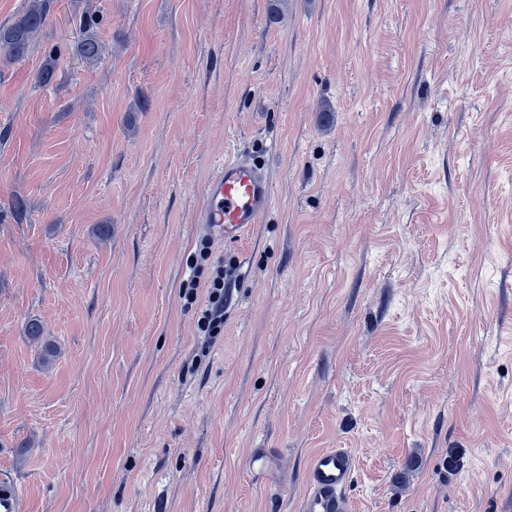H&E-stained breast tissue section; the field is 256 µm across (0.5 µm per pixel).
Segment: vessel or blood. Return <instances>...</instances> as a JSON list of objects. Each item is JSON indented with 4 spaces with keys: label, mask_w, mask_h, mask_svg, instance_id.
Listing matches in <instances>:
<instances>
[{
    "label": "vessel or blood",
    "mask_w": 512,
    "mask_h": 512,
    "mask_svg": "<svg viewBox=\"0 0 512 512\" xmlns=\"http://www.w3.org/2000/svg\"><path fill=\"white\" fill-rule=\"evenodd\" d=\"M272 204L273 185L264 164L237 153L225 159L207 183L197 222L208 236L235 243L262 222ZM247 466L258 478H269L278 459L272 449L256 448ZM355 471L356 458L350 449L331 448L312 456L305 470L301 512H350L347 490ZM0 512H24L18 483L6 472H0Z\"/></svg>",
    "instance_id": "1"
}]
</instances>
